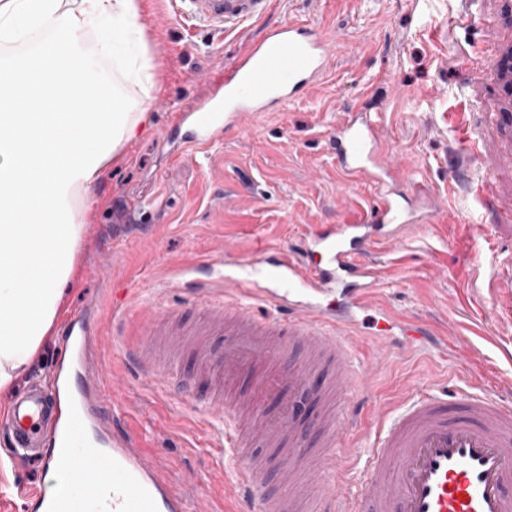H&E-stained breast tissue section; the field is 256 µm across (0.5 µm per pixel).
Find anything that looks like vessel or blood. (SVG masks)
Returning <instances> with one entry per match:
<instances>
[{
    "label": "vessel or blood",
    "mask_w": 512,
    "mask_h": 512,
    "mask_svg": "<svg viewBox=\"0 0 512 512\" xmlns=\"http://www.w3.org/2000/svg\"><path fill=\"white\" fill-rule=\"evenodd\" d=\"M273 0H171L176 16L199 27L235 30L262 18ZM335 40L306 24L283 23L250 41L207 97L179 112L176 126L189 133L175 158L206 150L242 131L248 118L281 112L300 93L316 88L331 68ZM332 147L347 179L374 185L369 209L346 224H315L293 249L265 248L249 262L211 260L187 268L177 282L185 307L163 308L158 329L181 323L184 308L200 310L187 328L197 362L209 379L201 412L222 413L231 426L226 447L243 462L234 474L241 500L259 512H512V400L454 387H416L394 410L376 408L381 424L364 448L349 434L371 398L368 375L357 374L350 341L380 351H455L461 368L471 345L435 336L427 322L398 321V335H367L371 300L382 280L370 260L374 244H396L410 225L427 224L439 211L434 200L404 190L400 164L385 143L379 114L351 112L337 123ZM275 315L256 318L257 303ZM217 344H208V337ZM101 330L92 310L63 325L61 353L51 386L35 383L17 394L7 413L10 458L56 464L65 449L73 467L58 474L55 495L40 498L41 512H187L185 498L146 455L136 437L121 430L106 373H93ZM304 341L309 359L287 367L283 354ZM251 377L248 396L237 386ZM313 394L326 406L321 443L303 449L295 420L299 399ZM287 447V457H255V448ZM355 460L358 477L348 485L339 468ZM276 474L278 488L265 478ZM321 490L309 505L302 483Z\"/></svg>",
    "instance_id": "obj_1"
}]
</instances>
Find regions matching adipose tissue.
Here are the masks:
<instances>
[{"mask_svg": "<svg viewBox=\"0 0 512 512\" xmlns=\"http://www.w3.org/2000/svg\"><path fill=\"white\" fill-rule=\"evenodd\" d=\"M44 26L32 51L0 56V391L58 318L86 194L148 124L155 86L137 0H0L1 41Z\"/></svg>", "mask_w": 512, "mask_h": 512, "instance_id": "obj_1", "label": "adipose tissue"}]
</instances>
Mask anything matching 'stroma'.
Segmentation results:
<instances>
[{"label": "stroma", "mask_w": 512, "mask_h": 512, "mask_svg": "<svg viewBox=\"0 0 512 512\" xmlns=\"http://www.w3.org/2000/svg\"><path fill=\"white\" fill-rule=\"evenodd\" d=\"M462 0H274L263 19L222 35L193 29L170 0H139V21L154 54L153 121L103 170L87 199L85 244L64 297V313L96 303L101 361L115 377L126 428L151 448L155 463L186 494L189 512H236L233 464H212L208 418L193 398L207 388L185 349L175 384L131 370L125 351L149 338L153 311L180 306L175 282L199 260H248L267 247L296 244L310 224L359 215L374 193L344 190L330 145L350 112L384 113V136L406 169L405 185L439 201L438 222L412 229L404 245L372 253L384 281L373 297L397 317L422 316L436 335L467 337L468 369L421 352L377 355L357 344L354 361L378 360L374 402L392 406L412 384L455 385L491 393L512 385V324L489 315L486 266L470 258L469 220L501 227L512 253V92L496 78L512 50V0H476L467 24ZM316 26L335 38L321 83L282 112L254 116L209 153L171 160L163 143L175 111L202 97L235 54L282 22ZM479 134L478 156L460 144L462 123ZM489 169L487 200L474 203L451 184L455 167ZM0 427V512H24L25 495L46 491L40 462L14 463Z\"/></svg>", "instance_id": "stroma-1"}]
</instances>
